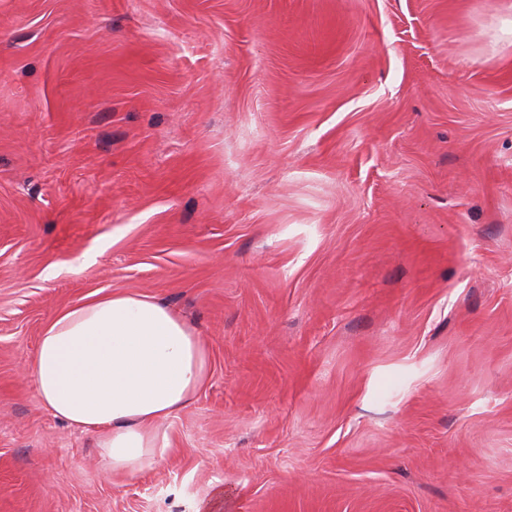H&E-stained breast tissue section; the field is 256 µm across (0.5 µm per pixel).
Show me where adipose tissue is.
<instances>
[{
	"label": "adipose tissue",
	"instance_id": "obj_1",
	"mask_svg": "<svg viewBox=\"0 0 512 512\" xmlns=\"http://www.w3.org/2000/svg\"><path fill=\"white\" fill-rule=\"evenodd\" d=\"M29 372L53 416L96 434L106 469L134 472L158 455L157 426L206 382L208 358L153 296L112 292L51 321Z\"/></svg>",
	"mask_w": 512,
	"mask_h": 512
}]
</instances>
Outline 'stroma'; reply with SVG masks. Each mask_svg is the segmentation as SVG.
<instances>
[{"mask_svg": "<svg viewBox=\"0 0 512 512\" xmlns=\"http://www.w3.org/2000/svg\"><path fill=\"white\" fill-rule=\"evenodd\" d=\"M512 0H0V512H512ZM143 292L209 378L134 472L28 368Z\"/></svg>", "mask_w": 512, "mask_h": 512, "instance_id": "35a3bbf8", "label": "stroma"}]
</instances>
